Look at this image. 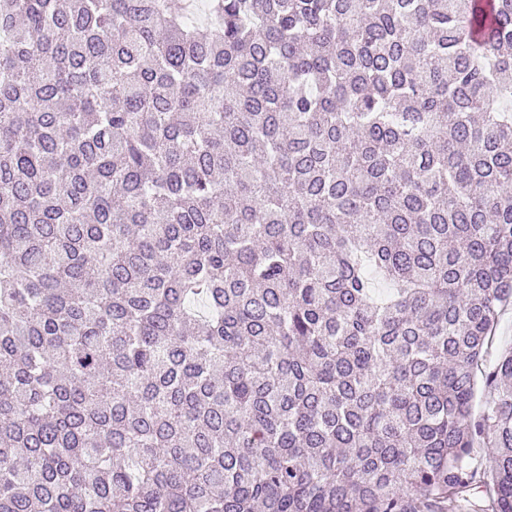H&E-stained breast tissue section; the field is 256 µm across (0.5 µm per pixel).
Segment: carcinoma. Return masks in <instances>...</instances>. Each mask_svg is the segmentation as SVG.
Instances as JSON below:
<instances>
[{"instance_id": "carcinoma-1", "label": "carcinoma", "mask_w": 512, "mask_h": 512, "mask_svg": "<svg viewBox=\"0 0 512 512\" xmlns=\"http://www.w3.org/2000/svg\"><path fill=\"white\" fill-rule=\"evenodd\" d=\"M0 0V512H512V0Z\"/></svg>"}]
</instances>
